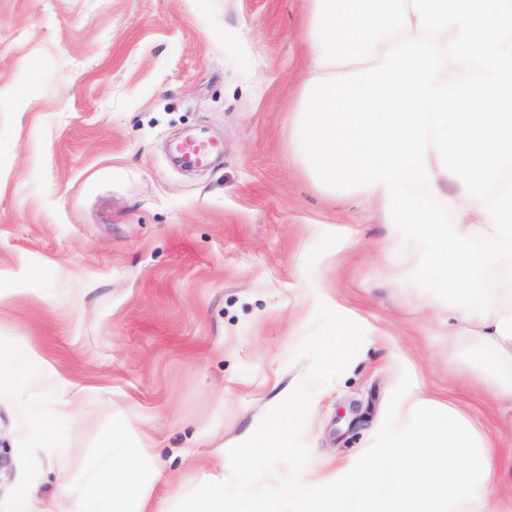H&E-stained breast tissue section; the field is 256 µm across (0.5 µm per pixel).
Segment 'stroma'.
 Segmentation results:
<instances>
[{
  "mask_svg": "<svg viewBox=\"0 0 512 512\" xmlns=\"http://www.w3.org/2000/svg\"><path fill=\"white\" fill-rule=\"evenodd\" d=\"M305 25L306 0H0V350L37 346L46 396L81 393L51 456L0 404V512L22 487L55 499L119 425L131 448L151 435L175 512L208 457L281 416V451L227 465L224 496L286 512L282 490L372 447L407 386L490 437L512 481V405L464 383L472 341L408 282L417 258L390 271L380 212L288 148ZM200 130L223 166L173 169L164 141Z\"/></svg>",
  "mask_w": 512,
  "mask_h": 512,
  "instance_id": "1",
  "label": "stroma"
}]
</instances>
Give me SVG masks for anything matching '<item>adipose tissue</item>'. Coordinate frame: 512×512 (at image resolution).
Segmentation results:
<instances>
[{
    "label": "adipose tissue",
    "mask_w": 512,
    "mask_h": 512,
    "mask_svg": "<svg viewBox=\"0 0 512 512\" xmlns=\"http://www.w3.org/2000/svg\"><path fill=\"white\" fill-rule=\"evenodd\" d=\"M305 40L312 76L355 72L381 64L385 52L409 39L422 38L419 16L411 0H308ZM428 164L439 197H450L460 210L459 233L475 227L491 230L493 222L481 212L479 201L464 197L462 189L446 191L435 151ZM496 309L488 320L465 318L452 311L458 326L479 341L473 352L476 367L472 383L486 394L512 402V292L496 289ZM42 362L35 348L0 350V402H18L21 411L19 442L24 448H55V424L76 412L77 399L63 397L46 405L37 392L22 394L21 386ZM417 390H406L400 407L412 411L406 424L387 425L377 447L352 458L330 474L314 468L288 490L295 512H458L460 503L470 512H501L498 501H512V484L496 481L492 443L481 437L457 410L422 411ZM107 451L84 473V489L71 496L68 512H160L154 489L166 475L145 449L126 447L121 432L111 434ZM204 493L182 499L181 512H239L224 496L219 474L223 460Z\"/></svg>",
    "instance_id": "1"
}]
</instances>
